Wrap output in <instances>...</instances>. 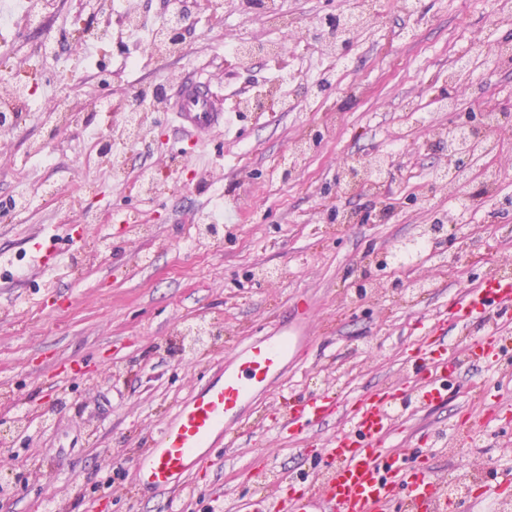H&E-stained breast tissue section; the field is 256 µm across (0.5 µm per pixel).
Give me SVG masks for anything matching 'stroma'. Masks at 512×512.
<instances>
[{"mask_svg": "<svg viewBox=\"0 0 512 512\" xmlns=\"http://www.w3.org/2000/svg\"><path fill=\"white\" fill-rule=\"evenodd\" d=\"M375 29L356 37L341 81L318 90L329 66L316 54L314 22L339 14L345 0H275L290 28L271 27L263 10L241 17L182 0L186 35L178 51L158 54L140 42L128 65L125 36L92 48L79 43L81 26H119L121 0H53L36 28L0 30V70L24 68L36 78L32 105L0 135V424L10 425L14 403L46 414L49 426L33 442L16 441L0 457V471L26 469L28 478L0 499V512H236L239 502L282 494L257 475L311 471L328 447L337 420L297 439L276 424L288 404L336 389L335 368H352L351 395L374 391L407 371L406 360L428 322L456 292L480 285L499 267L512 266V116L502 119L495 161L500 181L485 193L466 169L450 187L437 173L445 163V131L480 119L487 99L512 105V62L486 72L474 66L455 89L456 110L438 108L448 70L473 45L512 44V21L490 28L494 0H374ZM276 40L284 54H254L234 64L232 42ZM57 57L43 58L46 44ZM284 77V93L264 112L239 111L240 99L270 79ZM187 79L205 83L237 120L200 143L171 112L151 113L145 141L124 154L125 181L98 165L92 132L121 122L118 100L135 104L144 88L162 85L174 97ZM63 90L90 125L58 120L47 103ZM308 145L302 159L293 146ZM378 152L398 168L378 189L342 183L343 168ZM157 173L158 190L141 195V175ZM82 195L62 208L43 196ZM30 208L10 206L18 192ZM469 197L464 228L425 252L419 269L422 296L383 287L355 298L348 291L368 256L417 235L434 212ZM393 209L378 219L384 202ZM226 209L217 238L199 239L215 206ZM140 214L130 224L126 214ZM49 229L54 257L49 271L32 274L30 238ZM313 306L311 339L277 383L259 395L246 421L233 425L227 443L192 471L175 496L139 482L135 457L157 427L218 372L226 357L251 338L272 331L295 302ZM221 329L209 351L177 355L188 326ZM500 377L462 364L445 402L401 411L390 445L400 456L427 450L431 432L449 422H474L493 406L512 405V352ZM488 398L472 397L471 384ZM465 461L429 457L447 478L458 464L486 473L469 512H485L512 473V422L485 430Z\"/></svg>", "mask_w": 512, "mask_h": 512, "instance_id": "35a3bbf8", "label": "stroma"}]
</instances>
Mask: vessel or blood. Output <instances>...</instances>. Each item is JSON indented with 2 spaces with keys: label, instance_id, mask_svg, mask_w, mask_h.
Here are the masks:
<instances>
[{
  "label": "vessel or blood",
  "instance_id": "obj_1",
  "mask_svg": "<svg viewBox=\"0 0 512 512\" xmlns=\"http://www.w3.org/2000/svg\"><path fill=\"white\" fill-rule=\"evenodd\" d=\"M176 117L198 134L223 128L227 121L223 107L189 82L178 87ZM448 314V321L427 325L408 359L411 384L392 383L350 399L324 390L290 402L281 428L292 436L345 419L325 450L327 470L318 485H289L285 495L242 502V512H446L445 488L428 467L426 453L398 466L392 462L387 442L395 429V409L404 396L418 407L444 401L461 362L498 372L506 343L503 328L512 324V279L497 274L459 292L450 299ZM491 314L498 319L492 327L485 323ZM480 320L485 326L466 344L464 360L449 357L442 337L446 322L469 328ZM307 341L287 320L275 333L239 348L215 379L161 425L149 451L136 459L142 486L161 494L184 486L204 455L227 437L229 424L242 421L256 394Z\"/></svg>",
  "mask_w": 512,
  "mask_h": 512
}]
</instances>
